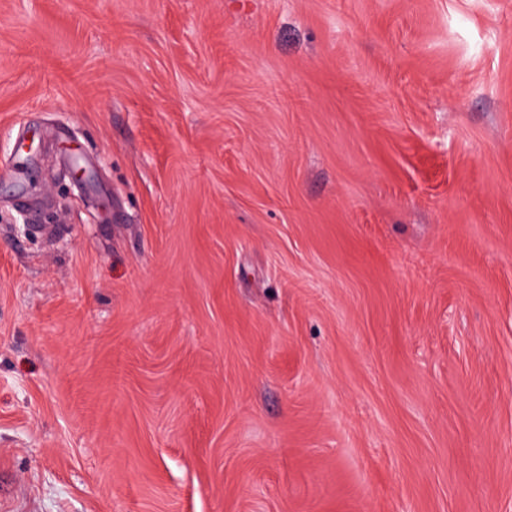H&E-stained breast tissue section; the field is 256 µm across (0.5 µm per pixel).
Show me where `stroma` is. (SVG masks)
Returning a JSON list of instances; mask_svg holds the SVG:
<instances>
[{
  "label": "stroma",
  "instance_id": "stroma-1",
  "mask_svg": "<svg viewBox=\"0 0 512 512\" xmlns=\"http://www.w3.org/2000/svg\"><path fill=\"white\" fill-rule=\"evenodd\" d=\"M0 512H512V0H0Z\"/></svg>",
  "mask_w": 512,
  "mask_h": 512
}]
</instances>
